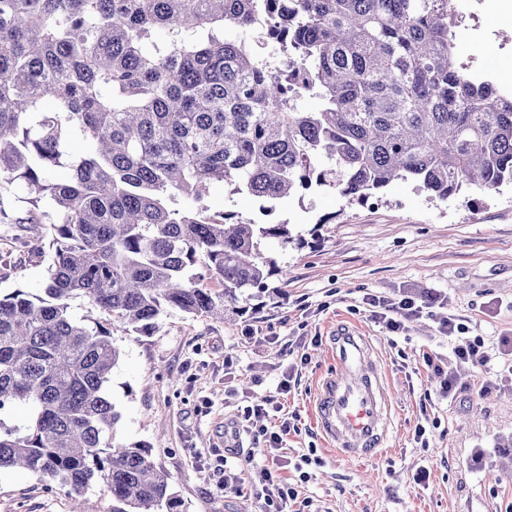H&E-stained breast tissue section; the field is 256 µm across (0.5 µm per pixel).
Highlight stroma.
I'll use <instances>...</instances> for the list:
<instances>
[{"mask_svg":"<svg viewBox=\"0 0 512 512\" xmlns=\"http://www.w3.org/2000/svg\"><path fill=\"white\" fill-rule=\"evenodd\" d=\"M458 57L471 69L502 77L512 62V37L488 15L493 0H455ZM211 212L237 211L256 223L288 222L302 245L263 242V252L290 273L288 284L270 278L269 289L248 298L243 316L224 320L173 311L148 336L115 335L121 349L112 371L111 396L121 419L117 440L149 449L171 476L186 512H259L253 473L242 469L239 487L224 489L198 454L238 444L256 448L260 427L290 430L275 462L298 496L291 512H512V468L501 469V446L512 438V357L501 340L512 336V187L472 191L448 201L429 199L398 181L378 203L348 202L331 188L302 191L266 216L259 200L229 195L214 185ZM19 228L0 224V252L14 267L0 268V295L15 289L41 294L49 256L16 252ZM285 294H276V287ZM437 294L432 313L389 333L363 299L401 293ZM481 337L492 356L483 368L461 370L466 390L456 398L437 393L423 363L432 354L454 363V340L440 333L437 315ZM339 324L359 326L386 370L391 419L386 448L364 462L339 459L327 448L310 415L319 378L332 370L325 351ZM294 384L284 410L245 419L246 407L273 394L285 376ZM493 391L480 395L484 384ZM426 428L425 443L414 437ZM315 453L308 481L295 465ZM74 499L38 475L0 470V512H73Z\"/></svg>","mask_w":512,"mask_h":512,"instance_id":"35a3bbf8","label":"stroma"}]
</instances>
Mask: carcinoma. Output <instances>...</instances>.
Instances as JSON below:
<instances>
[{"label":"carcinoma","mask_w":512,"mask_h":512,"mask_svg":"<svg viewBox=\"0 0 512 512\" xmlns=\"http://www.w3.org/2000/svg\"><path fill=\"white\" fill-rule=\"evenodd\" d=\"M266 7L0 0V224L43 223L6 207L15 184L28 213L54 208L42 296L0 297V411L31 408L0 421V469L98 485L112 512H184L149 451L116 440L108 383L114 328L243 315L246 292L288 276L261 244L293 242L289 224L208 214L214 183L268 215L314 185L365 200L411 181L446 201L512 184V91L459 63L452 0H275L273 35ZM75 298L106 319L74 318Z\"/></svg>","instance_id":"obj_1"}]
</instances>
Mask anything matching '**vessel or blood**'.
Masks as SVG:
<instances>
[{
  "label": "vessel or blood",
  "instance_id": "1",
  "mask_svg": "<svg viewBox=\"0 0 512 512\" xmlns=\"http://www.w3.org/2000/svg\"><path fill=\"white\" fill-rule=\"evenodd\" d=\"M327 351L336 367L317 385L315 425L338 456L369 460L382 451L390 425L380 360L368 338L346 324L332 330Z\"/></svg>",
  "mask_w": 512,
  "mask_h": 512
}]
</instances>
